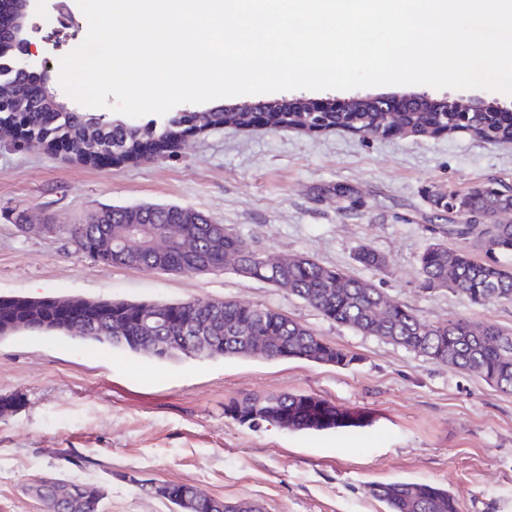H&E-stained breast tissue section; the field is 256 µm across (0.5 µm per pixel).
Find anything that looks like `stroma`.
I'll use <instances>...</instances> for the list:
<instances>
[{"instance_id": "35a3bbf8", "label": "stroma", "mask_w": 512, "mask_h": 512, "mask_svg": "<svg viewBox=\"0 0 512 512\" xmlns=\"http://www.w3.org/2000/svg\"><path fill=\"white\" fill-rule=\"evenodd\" d=\"M57 0H34L29 39L57 62L88 32L58 22ZM512 186V143L458 132L363 138L336 130L210 129L173 156L107 169L0 148V295L174 303L234 301L278 310L357 357L348 368L259 357L159 362L106 344L44 333L0 338V512H43L32 488L60 477L98 487L102 512H170L133 477L187 483L263 512H387L375 484L447 489L459 512H512V395L373 336L324 319L282 288L232 271L187 275L107 265L78 252L65 229L107 206L171 204L229 227L267 256L308 255L379 288L435 323L466 317L512 329V301L475 305L427 287L419 257L447 212L436 191ZM355 200L337 197V186ZM27 209L45 232L4 217ZM369 246L382 268L358 264ZM313 393L368 414V426L324 432L251 428L225 417L247 394ZM84 468L71 467L74 457Z\"/></svg>"}]
</instances>
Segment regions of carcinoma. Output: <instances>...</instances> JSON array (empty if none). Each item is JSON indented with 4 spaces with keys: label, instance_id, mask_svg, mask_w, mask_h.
Listing matches in <instances>:
<instances>
[{
    "label": "carcinoma",
    "instance_id": "1",
    "mask_svg": "<svg viewBox=\"0 0 512 512\" xmlns=\"http://www.w3.org/2000/svg\"><path fill=\"white\" fill-rule=\"evenodd\" d=\"M208 127L245 130L279 124L283 129L311 131L298 112H226L218 106L207 112H174L161 120L129 126L104 115L61 112L59 120L44 112H24L6 143L13 149L38 144L59 153L55 139L69 142L65 157L98 167L136 163L149 155L171 156L189 135L197 133L200 118ZM327 126L363 130L372 137L401 133L394 116L380 112H330ZM402 122L413 135H432L443 125L463 127L478 140L512 142V113L495 117L461 112H405ZM437 208L448 212L443 238L429 244L419 257L424 283L447 288L472 304L512 301V224L486 219L512 211V196L489 186L459 196L438 192ZM466 216L463 222L453 215ZM4 218L24 232L34 229L25 209H12ZM167 231L181 240L163 248L148 245L146 234ZM78 251L97 261L144 271L191 274L230 269L236 275L263 281L288 292L333 323L375 336L427 361L445 364L480 377L499 391L512 394V332L492 323L467 319L429 323L411 308L388 299L373 285L340 269L327 267L305 255L275 261L254 251L242 238L202 213L176 205L112 207L93 213L84 224L65 229ZM474 241L483 257L468 247L448 246L447 238ZM355 260L368 267L384 264L367 246ZM161 319L147 326L144 316ZM22 332L78 336L116 349L149 354L158 361L177 357L216 358L249 355L247 339L270 345V360L301 359L347 368L355 364L351 352L325 341L311 329L271 308L244 306L232 301L191 299L176 303H133L45 296H0V338ZM224 416L242 425H279L288 431H328L361 427L368 416L336 408L304 392L245 395L224 405ZM130 481L174 506L173 512H220L221 499L183 483L138 479ZM81 484L66 479L44 480L34 487L44 512H102V495L82 507L79 499H64L58 491ZM371 496L386 503L388 512H458L446 489L429 483L392 482L373 485Z\"/></svg>",
    "mask_w": 512,
    "mask_h": 512
}]
</instances>
